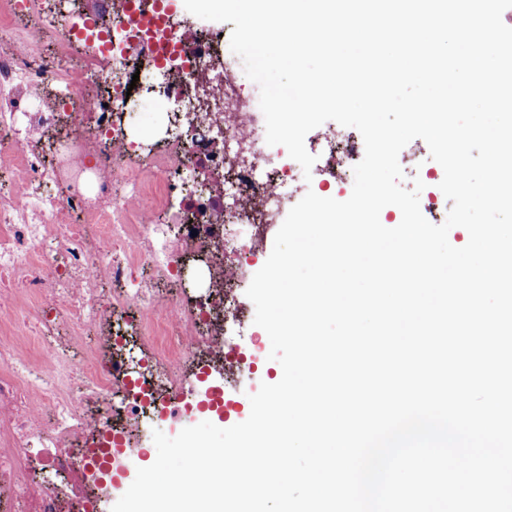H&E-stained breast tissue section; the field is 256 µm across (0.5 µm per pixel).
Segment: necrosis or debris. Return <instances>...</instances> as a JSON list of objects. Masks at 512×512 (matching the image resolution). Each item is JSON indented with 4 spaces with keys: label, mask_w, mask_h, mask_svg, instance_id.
<instances>
[{
    "label": "necrosis or debris",
    "mask_w": 512,
    "mask_h": 512,
    "mask_svg": "<svg viewBox=\"0 0 512 512\" xmlns=\"http://www.w3.org/2000/svg\"><path fill=\"white\" fill-rule=\"evenodd\" d=\"M110 8L111 0H99L96 13L77 23L46 18L45 0H9L0 14V164L10 166L18 189L0 195V512H95L96 497L81 486L101 450L126 442L144 421L177 413L192 393L188 378L218 368L225 384L242 376L233 336L244 313L224 292L240 286L257 241L283 223L306 184L285 147L267 144L259 100L240 84L236 57L222 53V28L189 36L162 0L146 10L127 0L122 24L108 29L99 18ZM18 13L38 23L28 37L11 24ZM44 25L66 40L81 36L82 66L63 70L36 53ZM128 50L152 60V84L133 82L130 68L104 83L108 53ZM218 54L224 76L214 91L224 103L201 134L195 77ZM173 65L181 83L165 79ZM99 82L102 93L89 96ZM51 86L56 96L45 97ZM144 90L171 114L158 184L170 194L186 191L189 157L224 175L223 203L200 195L170 238L158 225L130 223L156 206L118 122ZM60 123L69 128L66 140L42 145L41 131ZM211 138L221 150H210ZM305 146L325 157L312 166L320 182L343 195L352 190L364 156L357 129L340 127ZM399 163L405 178L431 184L419 198L424 217L446 220L452 202L439 188V170L411 150ZM46 178L68 179L69 194H31ZM190 259L210 280L190 301L159 298L138 280L148 267L181 282ZM105 281L117 290L104 300ZM91 333L96 346L88 349Z\"/></svg>",
    "instance_id": "obj_1"
}]
</instances>
